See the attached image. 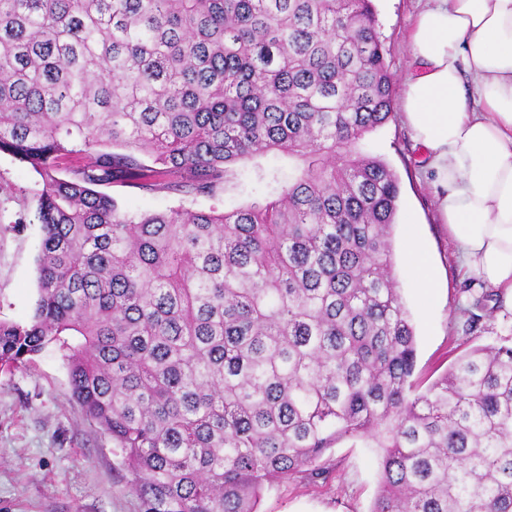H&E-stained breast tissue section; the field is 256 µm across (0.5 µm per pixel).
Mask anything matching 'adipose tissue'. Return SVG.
<instances>
[{
  "label": "adipose tissue",
  "mask_w": 512,
  "mask_h": 512,
  "mask_svg": "<svg viewBox=\"0 0 512 512\" xmlns=\"http://www.w3.org/2000/svg\"><path fill=\"white\" fill-rule=\"evenodd\" d=\"M402 109L469 273L512 297V0H424Z\"/></svg>",
  "instance_id": "ef3b65f1"
}]
</instances>
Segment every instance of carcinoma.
Instances as JSON below:
<instances>
[{
    "mask_svg": "<svg viewBox=\"0 0 512 512\" xmlns=\"http://www.w3.org/2000/svg\"><path fill=\"white\" fill-rule=\"evenodd\" d=\"M392 87L370 0H0V153L40 176L43 231L0 369L58 346L143 512H257L343 440L378 449L371 512H512V346L413 380L399 180L362 148ZM116 170L264 190L135 214L98 190Z\"/></svg>",
    "mask_w": 512,
    "mask_h": 512,
    "instance_id": "1",
    "label": "carcinoma"
}]
</instances>
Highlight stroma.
<instances>
[{"label":"stroma","mask_w":512,"mask_h":512,"mask_svg":"<svg viewBox=\"0 0 512 512\" xmlns=\"http://www.w3.org/2000/svg\"><path fill=\"white\" fill-rule=\"evenodd\" d=\"M385 58L393 75V108L388 122L368 134L363 149L386 160L401 186L400 215L414 214L417 226L398 224L393 246L402 301L415 328L417 370L444 371L453 342L465 336L459 307L467 288L483 283L466 272L456 243L437 213L438 187L402 113L404 84L416 71L407 31L419 0H372ZM31 168L0 153V319L24 322L37 298V256L43 232L35 219ZM122 209L157 212L186 204L223 209L250 201V194L183 200L131 182L107 185ZM430 251L440 286L431 304L406 265L409 235ZM326 477L294 476L266 491L258 512H370L378 490L377 451L345 440L328 453ZM119 452L96 431L72 397L62 354L48 346L23 367L0 370V512H142L127 489Z\"/></svg>","instance_id":"stroma-1"}]
</instances>
